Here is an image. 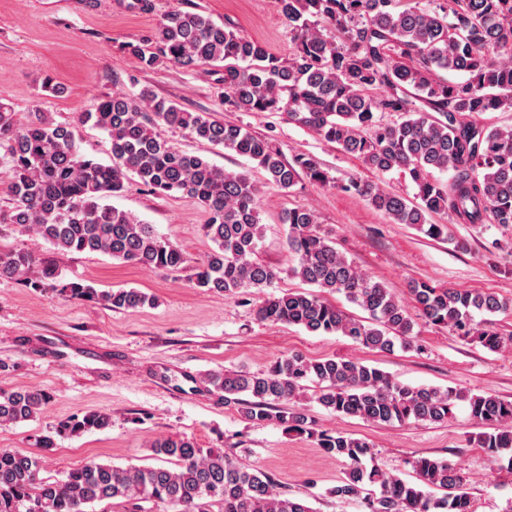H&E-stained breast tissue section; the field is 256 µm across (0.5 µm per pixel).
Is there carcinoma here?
Wrapping results in <instances>:
<instances>
[{"label": "carcinoma", "instance_id": "obj_1", "mask_svg": "<svg viewBox=\"0 0 512 512\" xmlns=\"http://www.w3.org/2000/svg\"><path fill=\"white\" fill-rule=\"evenodd\" d=\"M279 3L294 42L286 58L209 17L178 9L131 52L145 69L220 64L235 110L283 112L377 173H408L417 187L413 201L358 178L341 185L394 224L448 241V225L431 223L433 216L445 214L459 224H512V126L489 127L474 119L483 112H512V0H444L435 7L421 0ZM322 23L336 37H326ZM441 71L462 78L448 80ZM386 112L400 114V120L382 122ZM77 121L107 134L111 163L82 152L70 125L46 112L20 121L0 101V149L12 197V206L0 210V231L20 227L61 252L96 253L156 269L187 266L186 253L153 225L101 203L133 175L157 193L194 199L208 213L203 230L214 249L196 267L197 287L229 296L255 290L261 295L255 314L264 322L345 336L379 351L419 349L413 321L395 295L341 254L308 209L288 210L282 223L288 225L293 260L288 272L311 289L264 293L278 272L255 258L264 228L260 199L269 187L291 189L302 174L328 182L315 158L300 155L287 163L246 126L189 112L147 87L99 98ZM160 124L256 162L263 178L248 170L226 172L175 148L157 134ZM435 170L451 173L449 181L433 178ZM454 247L463 251L467 244L456 240ZM0 278L49 288L70 300H97L115 311L154 304V297L136 288L99 291L83 279H65L55 264L30 251L0 247ZM326 293L343 295L368 317L338 309ZM410 294L426 321L464 340L476 339L490 351L512 341L492 322L474 320L477 313L512 307L495 294L424 282L412 283ZM207 381L225 406L247 420L276 422L298 434L308 431L309 417L288 404L304 400L310 389L328 411L377 423L446 422L464 402L485 428L477 446L490 460L512 449V401L402 384L358 360L288 354L265 370L218 372ZM52 399L42 389H0V426L36 419ZM111 425L109 414L88 412L59 422L55 433L77 437ZM317 445L346 463L330 489L338 501H354L364 512H474L465 477L444 460L414 459L415 479L409 480L366 466L370 444L360 438L322 430ZM150 451L161 464L117 466L92 459L60 477H44L41 457L1 450L0 512H147L146 503L169 504L177 512H314L305 500L277 491L268 473L222 451L205 452L188 436L158 438Z\"/></svg>", "mask_w": 512, "mask_h": 512}]
</instances>
